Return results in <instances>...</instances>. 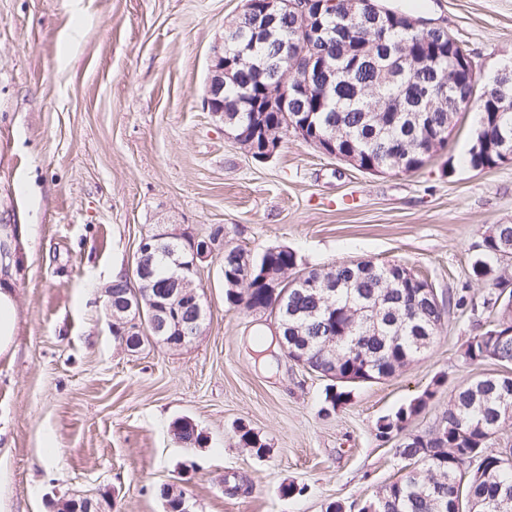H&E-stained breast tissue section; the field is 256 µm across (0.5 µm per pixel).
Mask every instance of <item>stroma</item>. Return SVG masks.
Returning a JSON list of instances; mask_svg holds the SVG:
<instances>
[{
    "instance_id": "35a3bbf8",
    "label": "stroma",
    "mask_w": 512,
    "mask_h": 512,
    "mask_svg": "<svg viewBox=\"0 0 512 512\" xmlns=\"http://www.w3.org/2000/svg\"><path fill=\"white\" fill-rule=\"evenodd\" d=\"M446 28L481 77L512 61V0H382ZM243 0H0V224L35 226L17 282L14 355L0 358V501L48 512L81 495L104 512H165L160 485L191 512H360L405 475L399 436L376 424L425 390L406 425L432 429L455 391L491 364L461 345L488 324L475 244L512 222V163L475 169L463 112L444 152L414 172L372 175L291 135L257 161L202 105L217 37ZM170 230L252 256L284 246L300 268L351 259L402 264L451 308L434 346L394 376L325 409L327 381L280 348L257 356L263 312L224 305L221 252L196 278L207 317L190 343L129 350L105 316L113 267L132 277L141 238ZM203 436L188 447L179 418ZM247 425L267 445L241 447ZM57 458L43 466L46 446ZM298 487L288 496L282 489Z\"/></svg>"
}]
</instances>
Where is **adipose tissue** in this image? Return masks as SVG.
Instances as JSON below:
<instances>
[{"label": "adipose tissue", "mask_w": 512, "mask_h": 512, "mask_svg": "<svg viewBox=\"0 0 512 512\" xmlns=\"http://www.w3.org/2000/svg\"><path fill=\"white\" fill-rule=\"evenodd\" d=\"M33 236L29 223L0 224V356L12 351L18 327V262Z\"/></svg>", "instance_id": "adipose-tissue-1"}]
</instances>
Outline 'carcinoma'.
Masks as SVG:
<instances>
[{"mask_svg":"<svg viewBox=\"0 0 512 512\" xmlns=\"http://www.w3.org/2000/svg\"><path fill=\"white\" fill-rule=\"evenodd\" d=\"M317 15L321 43L316 53L326 55L336 73L299 74L291 78L297 93L288 95V111L265 115L267 139L250 131L251 108L277 94L263 75L266 60L281 46H299L300 23L290 12L279 15L263 30H255L248 18H240L224 33V54L236 58V79L224 87V100L235 106L226 113L228 124L239 128L240 148L257 157L265 142L288 137L290 120L308 121L307 141L334 140L339 151L359 158L370 173L412 172L442 152L456 125L457 113L448 111V94L468 97L476 81L463 61L470 57L465 45L438 30L408 31L397 27L402 17L392 12L379 23L378 37L371 38L374 22L364 0H337L336 7L319 5ZM408 58L406 76L425 87H443L445 94L428 112L414 118L397 116L382 102L399 97L411 107L409 92L393 80L398 65L392 57ZM480 127L474 134L467 163L475 169L501 165L499 150H512V112L498 110L497 99H488L479 110ZM512 244V223L486 228L471 261V276L489 286L483 307L494 311L495 320L461 346L459 357L467 365L497 363L495 375L476 376L448 401L436 429L401 443L399 455L413 469L385 486L363 512H512V448L493 451L492 439L512 407V277L494 265L506 260L503 243ZM242 248L224 243L225 302L238 312L265 310L274 299L265 283L296 272L298 257L287 247L266 250L253 271L241 264ZM399 264L359 265L347 262L313 268L302 277L316 288L294 287L288 292V355L308 349L304 368L335 378L325 394L333 408L346 404L350 387L381 380L419 358L431 348L444 323L445 308L418 296L428 282L400 285L394 276ZM433 396L428 390L377 423L383 438L402 431L408 419L419 413ZM174 435L187 445L202 440L192 426L174 425ZM238 444L261 454L267 444L252 429L238 428Z\"/></svg>","mask_w":512,"mask_h":512,"instance_id":"obj_1","label":"carcinoma"}]
</instances>
